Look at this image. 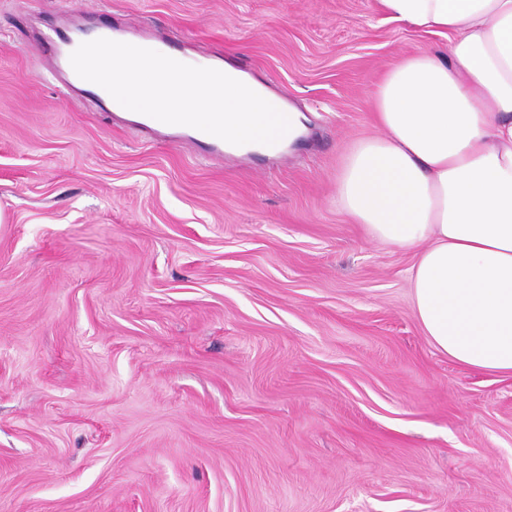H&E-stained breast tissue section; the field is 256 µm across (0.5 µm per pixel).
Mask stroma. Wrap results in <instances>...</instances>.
Segmentation results:
<instances>
[{"instance_id": "35a3bbf8", "label": "stroma", "mask_w": 512, "mask_h": 512, "mask_svg": "<svg viewBox=\"0 0 512 512\" xmlns=\"http://www.w3.org/2000/svg\"><path fill=\"white\" fill-rule=\"evenodd\" d=\"M73 14L249 64L307 139L220 161L63 92ZM427 52L375 0H0V512H512V375L437 351L413 254L336 208Z\"/></svg>"}]
</instances>
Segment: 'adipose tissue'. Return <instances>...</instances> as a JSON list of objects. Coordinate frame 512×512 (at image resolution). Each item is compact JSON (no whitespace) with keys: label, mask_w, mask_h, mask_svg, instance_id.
Segmentation results:
<instances>
[{"label":"adipose tissue","mask_w":512,"mask_h":512,"mask_svg":"<svg viewBox=\"0 0 512 512\" xmlns=\"http://www.w3.org/2000/svg\"><path fill=\"white\" fill-rule=\"evenodd\" d=\"M387 19L447 38L376 86L377 136L338 176L336 205L376 241L414 252L430 343L512 375V0H377Z\"/></svg>","instance_id":"1"}]
</instances>
